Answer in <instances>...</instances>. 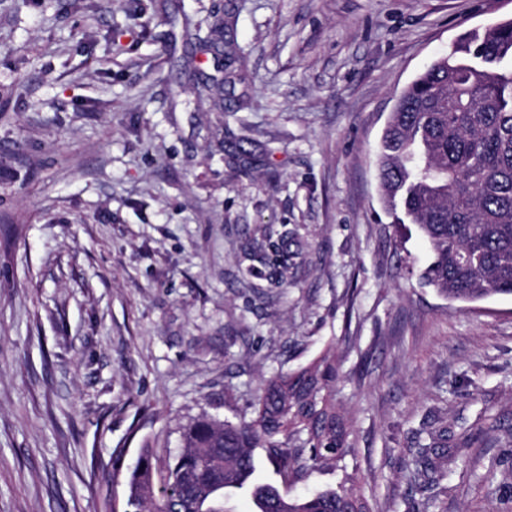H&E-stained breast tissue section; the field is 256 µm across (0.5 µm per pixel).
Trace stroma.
<instances>
[{"mask_svg": "<svg viewBox=\"0 0 512 512\" xmlns=\"http://www.w3.org/2000/svg\"><path fill=\"white\" fill-rule=\"evenodd\" d=\"M227 23L223 66L201 46ZM512 0H0V512H125L142 448L340 360L372 512H501L512 297L423 287L376 155L404 88ZM224 74L223 105H198ZM447 448L446 474L402 461ZM429 449L419 448L416 454L405 462V469L413 474L414 483L423 488H427L436 481L432 476L435 470L428 462Z\"/></svg>", "mask_w": 512, "mask_h": 512, "instance_id": "1", "label": "stroma"}]
</instances>
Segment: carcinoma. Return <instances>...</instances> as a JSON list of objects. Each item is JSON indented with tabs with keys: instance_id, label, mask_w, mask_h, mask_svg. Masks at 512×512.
I'll list each match as a JSON object with an SVG mask.
<instances>
[{
	"instance_id": "carcinoma-1",
	"label": "carcinoma",
	"mask_w": 512,
	"mask_h": 512,
	"mask_svg": "<svg viewBox=\"0 0 512 512\" xmlns=\"http://www.w3.org/2000/svg\"><path fill=\"white\" fill-rule=\"evenodd\" d=\"M224 42L216 20L204 46ZM378 176L388 211L417 226L432 259L419 275L451 301L512 296V19L462 38L399 96L381 138ZM336 357L278 372L257 395V415L234 426L202 416L183 428V452L144 448L131 471L132 512H225L224 498L250 495L258 512H370L343 482L304 499L251 480L254 450L280 472L300 476L346 454L333 404ZM429 449L405 462L414 483L435 482Z\"/></svg>"
}]
</instances>
